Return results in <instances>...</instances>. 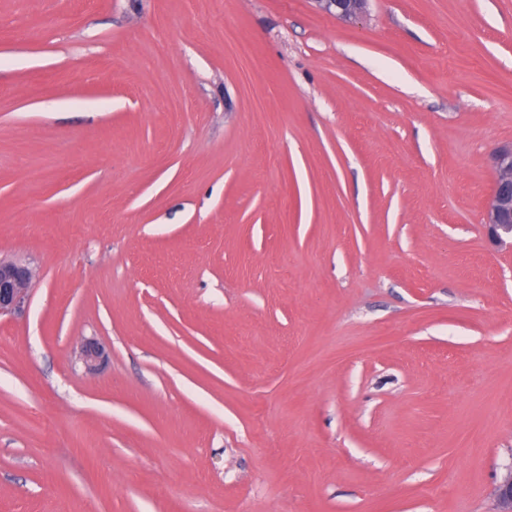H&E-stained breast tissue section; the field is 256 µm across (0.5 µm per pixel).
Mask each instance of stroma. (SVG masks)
Listing matches in <instances>:
<instances>
[{
  "instance_id": "35a3bbf8",
  "label": "stroma",
  "mask_w": 512,
  "mask_h": 512,
  "mask_svg": "<svg viewBox=\"0 0 512 512\" xmlns=\"http://www.w3.org/2000/svg\"><path fill=\"white\" fill-rule=\"evenodd\" d=\"M508 145L512 0H0V512H501ZM320 9L337 20L352 22L365 11L367 0H315ZM497 178L486 208L485 226L497 244L510 238L512 244V146L497 149L493 154ZM33 272L21 263L0 259V316L21 310L30 297Z\"/></svg>"
}]
</instances>
